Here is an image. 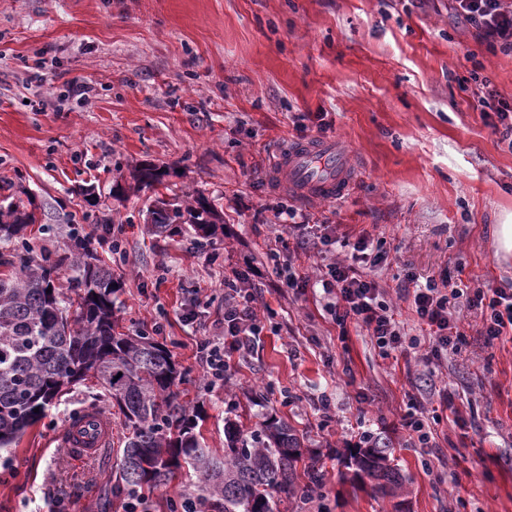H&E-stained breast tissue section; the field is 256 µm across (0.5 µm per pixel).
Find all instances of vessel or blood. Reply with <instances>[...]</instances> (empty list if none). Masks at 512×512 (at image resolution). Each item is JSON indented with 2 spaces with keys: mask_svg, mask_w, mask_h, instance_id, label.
Segmentation results:
<instances>
[{
  "mask_svg": "<svg viewBox=\"0 0 512 512\" xmlns=\"http://www.w3.org/2000/svg\"><path fill=\"white\" fill-rule=\"evenodd\" d=\"M276 169L280 185L312 201H328L343 195L353 180V168L345 150L335 140L322 137L288 142L278 153ZM111 436L110 417L89 411L67 424L64 446L77 458H92Z\"/></svg>",
  "mask_w": 512,
  "mask_h": 512,
  "instance_id": "vessel-or-blood-1",
  "label": "vessel or blood"
}]
</instances>
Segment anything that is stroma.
<instances>
[{
    "label": "stroma",
    "mask_w": 512,
    "mask_h": 512,
    "mask_svg": "<svg viewBox=\"0 0 512 512\" xmlns=\"http://www.w3.org/2000/svg\"><path fill=\"white\" fill-rule=\"evenodd\" d=\"M485 79L512 99V51L479 42L452 0H0V195L35 210L34 253L68 255L78 234L98 242L121 283L120 327L161 323L156 338L186 372L180 399L202 409L209 447L223 449L228 417L252 426L273 412L303 434L324 484L279 512H392L350 480L348 451L367 434L407 478L404 512H512V343L486 347L463 306L461 353L384 359L365 332L340 336L328 295L282 285L285 268L323 274L368 236L388 256L377 272L385 300L422 337L396 291L406 271L458 289L512 282L496 234L512 215V147L483 116ZM72 80L90 86L86 98L65 97ZM300 124L351 153L343 198L315 203L276 182L270 157ZM144 164L163 169L162 185L129 191ZM199 192L222 234L198 243L149 231L154 196ZM284 205L327 225L335 251L276 242ZM118 224L123 260L99 243ZM232 271L260 288L263 331L227 388L212 389L196 343L222 334ZM91 406L111 412L112 439L78 459L59 435ZM418 411L426 446L400 425ZM127 434L95 379L72 387L0 452V512H119Z\"/></svg>",
    "instance_id": "stroma-1"
}]
</instances>
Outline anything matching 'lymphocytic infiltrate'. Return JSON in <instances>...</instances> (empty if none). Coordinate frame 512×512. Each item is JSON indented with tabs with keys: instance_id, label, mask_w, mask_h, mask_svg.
Returning a JSON list of instances; mask_svg holds the SVG:
<instances>
[{
	"instance_id": "lymphocytic-infiltrate-1",
	"label": "lymphocytic infiltrate",
	"mask_w": 512,
	"mask_h": 512,
	"mask_svg": "<svg viewBox=\"0 0 512 512\" xmlns=\"http://www.w3.org/2000/svg\"><path fill=\"white\" fill-rule=\"evenodd\" d=\"M454 10L474 28L479 41L512 49V6L504 0H454ZM354 264L338 260L327 265L319 279L289 274L286 287L306 291L313 284H321L325 293L333 295L329 306L339 328L354 326L365 330L384 358L393 353L408 354L418 348V337L407 335L394 317L390 306L372 272L385 260L375 251L368 237H359L353 245ZM404 291L410 292L412 310L421 323L428 326L427 340L431 356L441 353H460L466 334L456 316L459 300H466L480 319L479 334L487 347L512 340V282L497 287H477L470 293L447 291L435 278L419 280L407 274ZM258 296L245 276L232 272L224 278V338L222 342L202 338L197 344L199 361L209 385H223L232 367L235 354L247 349L251 339L261 331L256 304Z\"/></svg>"
}]
</instances>
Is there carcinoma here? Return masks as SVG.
<instances>
[{"mask_svg": "<svg viewBox=\"0 0 512 512\" xmlns=\"http://www.w3.org/2000/svg\"><path fill=\"white\" fill-rule=\"evenodd\" d=\"M152 165L134 176L142 190L161 182ZM151 231L182 233L189 216L195 237L217 235L219 215L201 193L185 204L154 200ZM35 212L19 202L0 203V451H10L40 421L58 397L90 377L118 406L128 429L118 464V492L145 497L187 468L196 477L192 497L201 506L224 502L223 512H276L286 497L306 501L322 486L324 466L304 458V437L273 415L252 428L224 418V453L195 432L196 415L179 399L185 372L167 347L144 330L118 331L119 288L91 241L80 239L70 282L74 295L55 285L60 260L42 255L34 264L16 249ZM39 412H34V409ZM353 478L376 474L373 490L396 498L405 477L388 449L372 444L349 454Z\"/></svg>", "mask_w": 512, "mask_h": 512, "instance_id": "obj_1", "label": "carcinoma"}]
</instances>
